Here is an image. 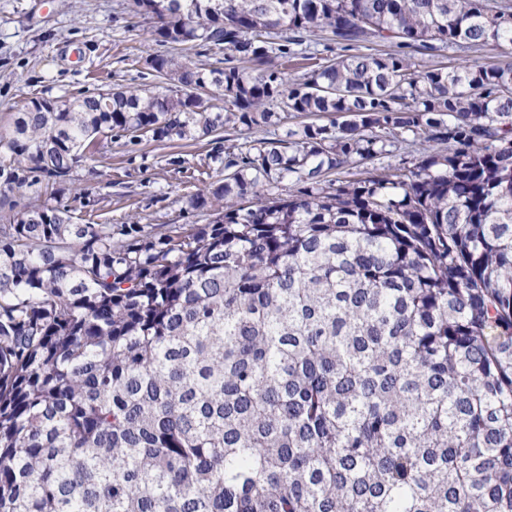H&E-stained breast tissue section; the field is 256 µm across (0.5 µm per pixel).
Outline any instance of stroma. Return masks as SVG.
Wrapping results in <instances>:
<instances>
[{
	"label": "stroma",
	"mask_w": 512,
	"mask_h": 512,
	"mask_svg": "<svg viewBox=\"0 0 512 512\" xmlns=\"http://www.w3.org/2000/svg\"><path fill=\"white\" fill-rule=\"evenodd\" d=\"M156 21L136 13L132 0H0V127L32 98H69L78 91L143 82L139 62L157 51ZM67 183L8 188L0 183V216L40 204L67 209L112 227L113 241L128 226L160 234L168 225L205 224L207 211L190 196L205 190L200 173L224 176L203 141L130 144L101 139Z\"/></svg>",
	"instance_id": "1"
}]
</instances>
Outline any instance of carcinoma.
<instances>
[{
	"instance_id": "cac0c4a2",
	"label": "carcinoma",
	"mask_w": 512,
	"mask_h": 512,
	"mask_svg": "<svg viewBox=\"0 0 512 512\" xmlns=\"http://www.w3.org/2000/svg\"><path fill=\"white\" fill-rule=\"evenodd\" d=\"M134 6L224 67L29 101L4 185L66 182L99 135L295 125L215 150L207 224L0 217V512H512V64L412 61L511 47L512 5Z\"/></svg>"
}]
</instances>
